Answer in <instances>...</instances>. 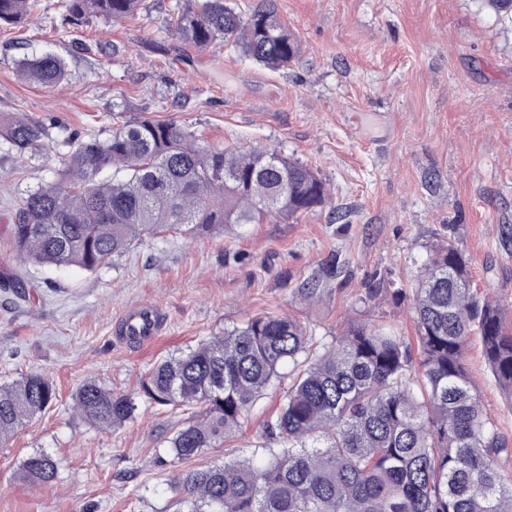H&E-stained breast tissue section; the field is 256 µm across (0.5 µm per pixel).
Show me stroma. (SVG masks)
Returning a JSON list of instances; mask_svg holds the SVG:
<instances>
[{"label": "stroma", "mask_w": 512, "mask_h": 512, "mask_svg": "<svg viewBox=\"0 0 512 512\" xmlns=\"http://www.w3.org/2000/svg\"><path fill=\"white\" fill-rule=\"evenodd\" d=\"M275 4L301 46L276 72L220 41L185 46L171 25L185 0H145L116 23H66L60 0H36L26 26L0 27V114L50 127L38 158L19 160L0 145V273L17 263L7 227L19 199L60 168L65 136H106L115 105L213 147L277 149L313 168L330 193L311 213L144 240L94 272L26 268L29 303L0 293V384L42 370L59 391L0 444V512H177L172 483L184 466L163 450L177 414L142 408L100 429L72 410L87 381L131 393L160 360L267 313H290L321 343L353 320L415 338L410 288L446 240L471 259L479 294L512 303V250L498 236L499 225H512V20L479 0ZM47 51L68 63L55 89L18 73L19 60ZM338 209L346 222L335 221ZM334 260L341 271L325 277L320 298L302 297ZM371 288L385 289L383 299L367 301ZM141 305L158 312L157 335L120 339L117 322ZM467 366L484 414L512 445V402L479 345ZM288 383L274 379L244 435L193 467L261 455L263 426ZM38 449L60 462L53 485L18 476Z\"/></svg>", "instance_id": "1"}]
</instances>
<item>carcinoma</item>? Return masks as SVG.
<instances>
[{
    "label": "carcinoma",
    "instance_id": "1",
    "mask_svg": "<svg viewBox=\"0 0 512 512\" xmlns=\"http://www.w3.org/2000/svg\"><path fill=\"white\" fill-rule=\"evenodd\" d=\"M144 0H64L66 20L118 21ZM30 0H0V24H25ZM185 43L217 40L277 71L300 54L273 0L248 13L235 0H196L174 18ZM21 74L45 87L67 80L53 53L24 58ZM48 128L0 119V142L32 156ZM64 166L29 191L9 236L20 264L95 272L133 243L171 229L211 235L227 224L290 217L326 203L312 168L276 149L212 148L173 123L146 117L115 122L107 137L69 136ZM472 262L453 244L432 251L412 288L419 361L397 334L360 321L329 343L300 320L266 314L224 329L160 361L130 395L95 382L74 396L73 411L101 428L134 417L142 402L192 410L168 450L180 463L241 431L279 368L290 382L267 435L277 447L262 460H222L182 474L179 512H512V471L498 464L512 448L484 417L466 365L478 337L499 388L512 399L509 309L473 288ZM51 378L33 371L0 384V442L57 400ZM22 480L59 478L53 454L21 464Z\"/></svg>",
    "mask_w": 512,
    "mask_h": 512
}]
</instances>
